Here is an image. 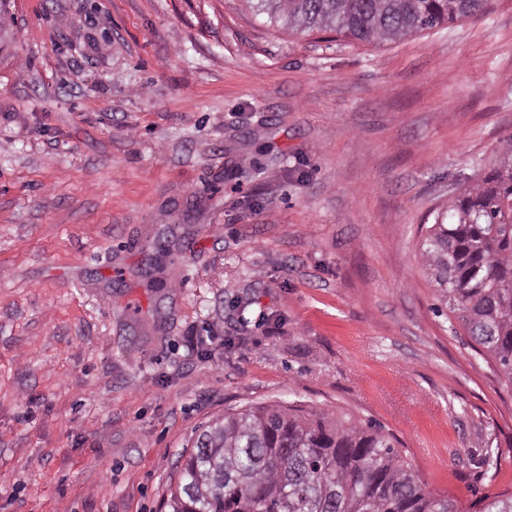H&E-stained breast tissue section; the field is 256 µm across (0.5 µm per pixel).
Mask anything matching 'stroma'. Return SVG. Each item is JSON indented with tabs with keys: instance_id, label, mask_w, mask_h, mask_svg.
I'll list each match as a JSON object with an SVG mask.
<instances>
[{
	"instance_id": "1",
	"label": "stroma",
	"mask_w": 512,
	"mask_h": 512,
	"mask_svg": "<svg viewBox=\"0 0 512 512\" xmlns=\"http://www.w3.org/2000/svg\"><path fill=\"white\" fill-rule=\"evenodd\" d=\"M7 18L0 512H161L199 429L274 403L381 425L458 512L512 492V385L418 263L512 137V0L381 42L250 0Z\"/></svg>"
}]
</instances>
